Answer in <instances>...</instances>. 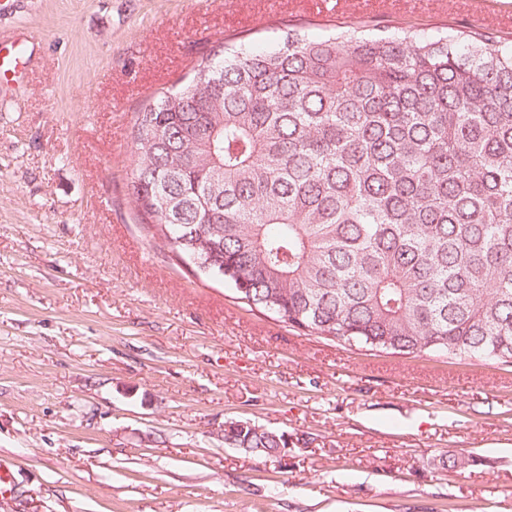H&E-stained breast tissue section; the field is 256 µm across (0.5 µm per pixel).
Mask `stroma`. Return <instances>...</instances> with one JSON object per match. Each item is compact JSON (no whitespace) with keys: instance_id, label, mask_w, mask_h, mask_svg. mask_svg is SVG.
<instances>
[{"instance_id":"35a3bbf8","label":"stroma","mask_w":512,"mask_h":512,"mask_svg":"<svg viewBox=\"0 0 512 512\" xmlns=\"http://www.w3.org/2000/svg\"><path fill=\"white\" fill-rule=\"evenodd\" d=\"M0 0V512H512V367L307 335L194 275L132 200L135 115L288 31L512 38V0ZM287 432L285 460L224 423ZM464 457L447 471L445 459ZM34 36L28 30H19L8 40L0 37V83L4 80L19 84L26 78V42Z\"/></svg>"}]
</instances>
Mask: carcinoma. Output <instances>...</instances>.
<instances>
[{"instance_id":"obj_1","label":"carcinoma","mask_w":512,"mask_h":512,"mask_svg":"<svg viewBox=\"0 0 512 512\" xmlns=\"http://www.w3.org/2000/svg\"><path fill=\"white\" fill-rule=\"evenodd\" d=\"M139 213L246 304L340 345L512 365V42L226 48L137 113ZM284 456L288 433L224 422Z\"/></svg>"}]
</instances>
